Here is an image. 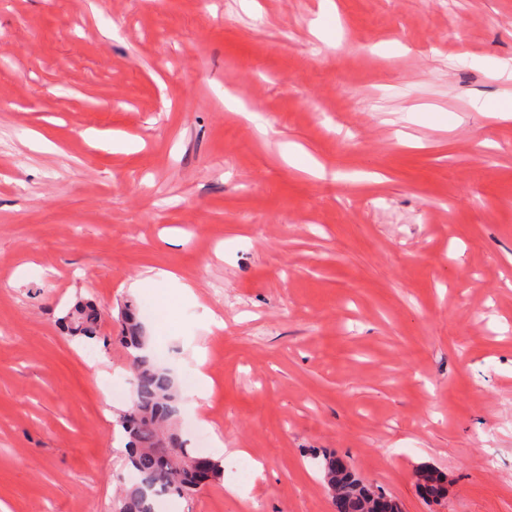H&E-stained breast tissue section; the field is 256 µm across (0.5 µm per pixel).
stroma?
Here are the masks:
<instances>
[{
  "instance_id": "1",
  "label": "stroma",
  "mask_w": 512,
  "mask_h": 512,
  "mask_svg": "<svg viewBox=\"0 0 512 512\" xmlns=\"http://www.w3.org/2000/svg\"><path fill=\"white\" fill-rule=\"evenodd\" d=\"M0 53V512H111L151 269L194 292L144 310L155 360L212 381L184 436L264 465L166 512H335L326 454L512 512V119L472 106L512 0H0ZM288 164L300 168L318 179L326 177L324 167L314 160L311 156L303 154L295 147L288 145ZM66 326L73 337L94 339L101 321L100 308L90 302H77L67 315ZM417 488L420 495L432 501L448 497V482L445 475L432 468H422L417 473Z\"/></svg>"
}]
</instances>
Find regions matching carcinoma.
I'll return each mask as SVG.
<instances>
[{
    "instance_id": "1",
    "label": "carcinoma",
    "mask_w": 512,
    "mask_h": 512,
    "mask_svg": "<svg viewBox=\"0 0 512 512\" xmlns=\"http://www.w3.org/2000/svg\"><path fill=\"white\" fill-rule=\"evenodd\" d=\"M100 321V308L80 301L67 315V330L73 337L94 339ZM122 324L124 345L130 351L134 397L132 406L119 416L118 425L127 437L126 466L134 480L113 502L112 512H156L158 501L165 496L190 495L203 482L221 480L224 466L221 461L187 447L180 429L174 426V419L180 416V388L170 369L139 354L146 348L148 336L131 303L125 305ZM162 436L178 448L177 454L168 456L159 447ZM321 469L337 512H401L395 499L370 491L336 457H324ZM417 488L427 500L448 497L445 475L432 468L418 471Z\"/></svg>"
}]
</instances>
